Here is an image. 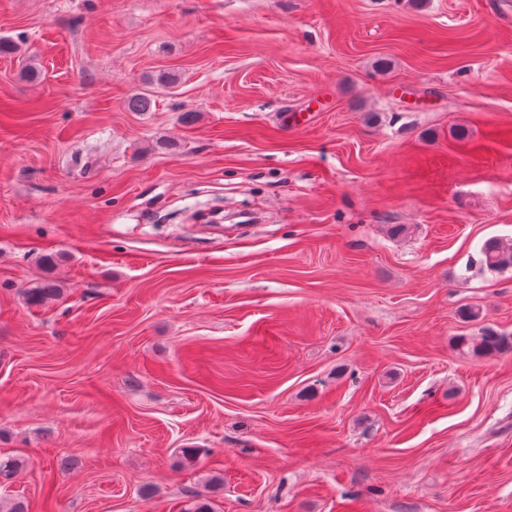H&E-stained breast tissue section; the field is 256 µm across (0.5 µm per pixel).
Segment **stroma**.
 Returning a JSON list of instances; mask_svg holds the SVG:
<instances>
[{
	"label": "stroma",
	"mask_w": 512,
	"mask_h": 512,
	"mask_svg": "<svg viewBox=\"0 0 512 512\" xmlns=\"http://www.w3.org/2000/svg\"><path fill=\"white\" fill-rule=\"evenodd\" d=\"M506 2L0 0V498L512 512ZM477 263L490 272L512 269V243L506 245L496 238L486 240L480 249ZM464 344H471L472 349L478 353H492L501 352L506 349H512V343L504 336H496L492 333H485L473 342H466Z\"/></svg>",
	"instance_id": "obj_1"
}]
</instances>
